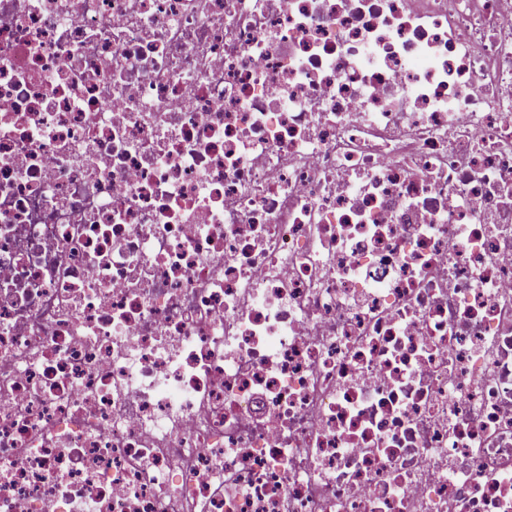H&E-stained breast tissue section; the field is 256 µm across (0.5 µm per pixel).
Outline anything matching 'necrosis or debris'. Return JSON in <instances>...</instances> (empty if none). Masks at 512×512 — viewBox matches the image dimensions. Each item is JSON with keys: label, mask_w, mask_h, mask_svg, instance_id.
Instances as JSON below:
<instances>
[{"label": "necrosis or debris", "mask_w": 512, "mask_h": 512, "mask_svg": "<svg viewBox=\"0 0 512 512\" xmlns=\"http://www.w3.org/2000/svg\"><path fill=\"white\" fill-rule=\"evenodd\" d=\"M0 512H512V0H0Z\"/></svg>", "instance_id": "1"}]
</instances>
